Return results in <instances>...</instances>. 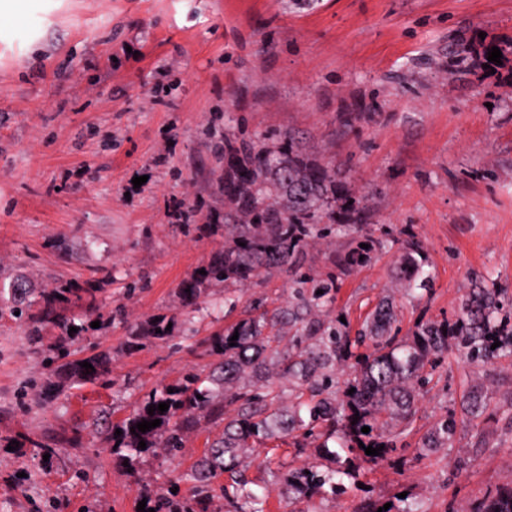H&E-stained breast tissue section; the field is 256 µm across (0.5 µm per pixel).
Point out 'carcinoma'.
<instances>
[{
	"label": "carcinoma",
	"instance_id": "obj_1",
	"mask_svg": "<svg viewBox=\"0 0 512 512\" xmlns=\"http://www.w3.org/2000/svg\"><path fill=\"white\" fill-rule=\"evenodd\" d=\"M224 162L218 187L224 195V224L230 241L224 251L203 266L206 274L194 273L182 282L179 295L191 307L182 323L185 336L195 334V315H208L201 306L202 290L211 284L249 281L268 269H288L294 254L306 239L326 223L351 220L361 212V201L352 197L336 170L309 157L285 136H256L245 129L224 136ZM421 246L407 242L399 274L409 283L423 277ZM323 293H318V290ZM330 288L295 289L294 301L286 308L244 319L209 340V351L221 357L207 377L208 385L192 375L173 386L152 391L144 402L112 434V453L133 460L163 447L173 456L181 448V433L192 429L197 419L208 417L224 422L216 440L197 467L184 480L193 483L189 505L173 494L154 501L155 512H208L215 492L231 507V512H269L268 498L253 490V481L242 469L244 450L276 433L286 431L301 441L327 430L338 435L340 451L332 452L333 466L314 467L277 475L281 494L293 502L313 496L336 495L344 490L343 477L354 478L351 456L376 466L398 449L406 429L413 422L416 401L436 375L450 340L470 361L488 362L501 354L512 355V335L497 325L501 308L496 291L483 288L468 295L461 304L463 319L449 335L432 322L417 326L410 336L393 332L397 322L393 301L386 298L376 309L373 322L354 343L341 322L326 326L310 318L313 307L329 300ZM72 304L94 312L100 308L93 288H53L25 294L23 283L0 287V321L9 318L25 325L28 344L43 351L48 361V377L41 399L50 401L59 393L53 378L77 383H96L111 388L112 356L93 348L81 354L72 349L85 330L78 317L65 314ZM77 332L69 333L70 328ZM58 331L54 344L43 347L44 332ZM295 330L292 337L287 330ZM239 333L235 345L230 338ZM500 342L494 348L492 344ZM365 351L355 352L357 344ZM88 362L94 370L80 366ZM280 377L308 391V403L295 401L283 409L284 390L269 380L271 368ZM354 393H349L350 389ZM161 402L165 412L148 408ZM467 419L476 418L483 408L481 396L470 393L462 402ZM161 424L145 433L130 428L147 420ZM367 426L370 431L361 432ZM457 428L454 419H443L429 433L424 447L448 444ZM145 441L146 448L138 447ZM383 447L376 456L365 447ZM219 473L231 475L232 485L213 486ZM473 512H512V488L483 497Z\"/></svg>",
	"mask_w": 512,
	"mask_h": 512
}]
</instances>
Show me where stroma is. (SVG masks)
<instances>
[{"mask_svg":"<svg viewBox=\"0 0 512 512\" xmlns=\"http://www.w3.org/2000/svg\"><path fill=\"white\" fill-rule=\"evenodd\" d=\"M474 54L465 62L457 43ZM500 65L486 68L485 46ZM294 137L363 199L358 224L314 238L291 271L206 288L215 306L194 338H132L133 325L182 321L181 283L223 250L224 198L213 174L238 129ZM144 177L133 186L134 177ZM373 237L367 263L336 261ZM419 241L428 288L398 276ZM334 280L313 309L358 332L392 296L402 335L421 323L456 330L462 300L494 288L512 311V0H24L0 29V278L36 288H95L122 318L89 329L79 348L112 352L111 389L76 384L40 402L46 369L25 329L0 321V512H139L143 497L178 492L221 426L200 420L175 458L133 464L111 435L148 394L217 363L215 333L292 299L297 274ZM478 391L474 423L460 402ZM459 420L444 448L421 440ZM61 449L66 465L40 457ZM281 434L248 449L247 475L289 512L271 480L323 462ZM512 486V357L466 361L456 349L426 386L403 446L360 468L345 494L311 512H355L406 493L421 512H471Z\"/></svg>","mask_w":512,"mask_h":512,"instance_id":"stroma-1","label":"stroma"}]
</instances>
